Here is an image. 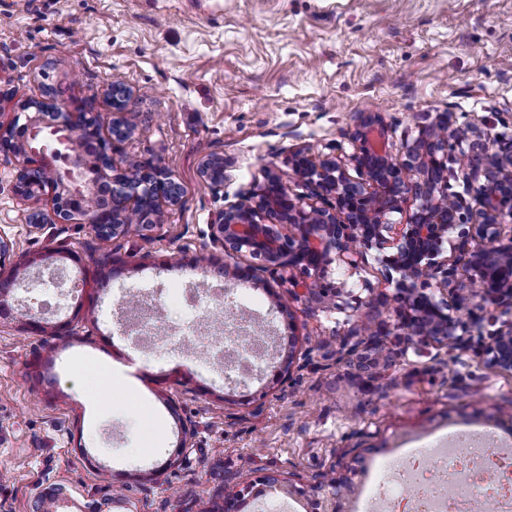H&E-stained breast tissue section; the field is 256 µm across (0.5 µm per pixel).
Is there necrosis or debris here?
I'll return each mask as SVG.
<instances>
[{
  "instance_id": "obj_1",
  "label": "necrosis or debris",
  "mask_w": 512,
  "mask_h": 512,
  "mask_svg": "<svg viewBox=\"0 0 512 512\" xmlns=\"http://www.w3.org/2000/svg\"><path fill=\"white\" fill-rule=\"evenodd\" d=\"M122 322L131 341L144 348L185 342L204 350L224 370L229 382L254 376L269 356L275 338L261 333L246 313L225 316L221 330L205 335L199 317L160 331L148 298L123 306ZM402 484L378 482L365 501V512H512V493H505L501 475L512 472V450L496 446L485 429L449 436L425 448H410L401 462Z\"/></svg>"
}]
</instances>
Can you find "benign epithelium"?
Masks as SVG:
<instances>
[{"instance_id":"1","label":"benign epithelium","mask_w":512,"mask_h":512,"mask_svg":"<svg viewBox=\"0 0 512 512\" xmlns=\"http://www.w3.org/2000/svg\"><path fill=\"white\" fill-rule=\"evenodd\" d=\"M126 97L124 87L112 85L113 118L106 130L87 112L59 107L57 119L49 122L45 102L37 100L15 103L12 120L0 121V145H8L3 155L19 159L14 193L31 227L50 223L35 208L46 197L56 218L77 220L97 238L125 235L132 227L130 215L150 224L162 204L181 202L178 184L158 164L115 165L113 145L130 133L121 117ZM47 131L70 144L63 169L54 153L39 145ZM470 131L476 129H463L451 114L439 112L398 150L382 118L361 112L350 155L316 157L306 148L291 153L288 168L305 192H290L277 174L266 171L263 181L239 192L237 201L218 213L209 225L211 243L229 259L248 255L262 261L260 268L235 265L236 279L258 281V271L272 268L280 272L279 283L300 286L308 298L326 299L348 313L354 319L348 336L355 342H343L342 360L354 361L364 345L391 361V336L431 344L452 358L477 337L485 341L490 364L512 371V235L503 231L512 223V145L476 152L464 147ZM450 162L459 166L471 200L448 192ZM200 173L212 188H224V157L204 156ZM372 250L380 265L397 274L391 324L374 325L362 314L368 297L320 282L332 265L357 271L358 259ZM297 272H313L317 281L300 283ZM22 286L17 279L1 280L0 307H8ZM462 309L480 310L484 317L466 322L458 316ZM487 322L501 326L487 333ZM358 464L354 457L342 473L313 486L308 512H347ZM277 488L290 496L307 493L270 474L249 483L245 492L224 497V512H242L247 492L259 497Z\"/></svg>"}]
</instances>
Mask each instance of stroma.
<instances>
[{"label": "stroma", "instance_id": "1", "mask_svg": "<svg viewBox=\"0 0 512 512\" xmlns=\"http://www.w3.org/2000/svg\"><path fill=\"white\" fill-rule=\"evenodd\" d=\"M0 69L14 100L105 123L111 84H125L133 132L115 161L160 159L183 191L159 223L122 237L97 240L71 222L38 231L0 155V229L14 243L0 278L33 276L27 258L53 249L54 267L81 284L50 314L42 295L25 296L26 313L68 322V335L0 313V512H36L49 487L56 512H222L225 494L259 477L307 487L347 455L364 466L356 505L400 449L486 426L512 446V372L472 349L451 359L425 345L365 370L337 360L346 314L237 281L208 237L240 190L267 166L287 173L299 147L351 154L359 112L379 115L397 145L437 112L512 140V0H0ZM208 153L224 157L220 195L198 172ZM189 281L231 290L204 313H250L277 334L285 379L229 385L201 350L125 336L126 293L152 294L160 323L176 324L192 314ZM91 362L120 378L89 385ZM128 377L161 424L150 457L131 452L146 424L113 402Z\"/></svg>", "mask_w": 512, "mask_h": 512}]
</instances>
